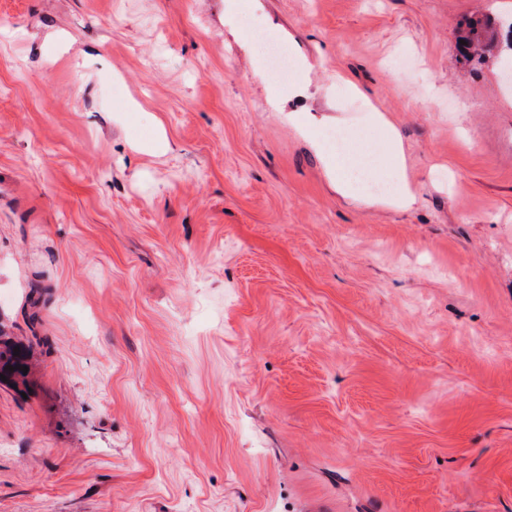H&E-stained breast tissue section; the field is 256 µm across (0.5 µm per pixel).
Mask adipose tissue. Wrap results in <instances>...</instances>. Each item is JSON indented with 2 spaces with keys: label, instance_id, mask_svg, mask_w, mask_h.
I'll return each mask as SVG.
<instances>
[{
  "label": "adipose tissue",
  "instance_id": "adipose-tissue-1",
  "mask_svg": "<svg viewBox=\"0 0 512 512\" xmlns=\"http://www.w3.org/2000/svg\"><path fill=\"white\" fill-rule=\"evenodd\" d=\"M288 124L320 154L324 172L337 195L352 202L396 211L417 201L418 183L411 170L403 138L387 113L377 106L354 116L331 112H289ZM379 129V142L359 152L329 146L330 134L365 140Z\"/></svg>",
  "mask_w": 512,
  "mask_h": 512
}]
</instances>
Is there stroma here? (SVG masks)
I'll use <instances>...</instances> for the list:
<instances>
[{
  "label": "stroma",
  "instance_id": "35a3bbf8",
  "mask_svg": "<svg viewBox=\"0 0 512 512\" xmlns=\"http://www.w3.org/2000/svg\"><path fill=\"white\" fill-rule=\"evenodd\" d=\"M509 13L0 0V512H512V81L459 46ZM255 26L314 71L254 81ZM273 93L387 112L415 206H347ZM2 335L0 331V383L7 382L14 387H19L22 384L25 387L28 372L23 374L22 366H27L29 370L31 348ZM14 349H17V356H14ZM8 366L14 367V370H9ZM16 366H21V369H16ZM1 375L6 376V381H2Z\"/></svg>",
  "mask_w": 512,
  "mask_h": 512
}]
</instances>
